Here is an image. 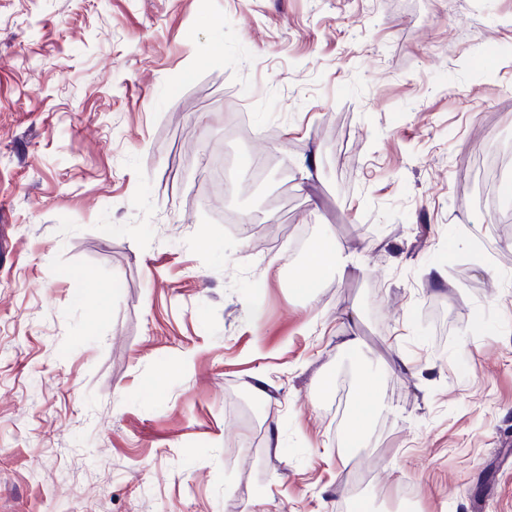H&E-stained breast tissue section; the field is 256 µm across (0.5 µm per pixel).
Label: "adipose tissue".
Returning <instances> with one entry per match:
<instances>
[{"label": "adipose tissue", "mask_w": 512, "mask_h": 512, "mask_svg": "<svg viewBox=\"0 0 512 512\" xmlns=\"http://www.w3.org/2000/svg\"><path fill=\"white\" fill-rule=\"evenodd\" d=\"M357 264L341 244L332 239H321L313 246L304 270L290 280L289 286L297 296L310 299L331 279H339Z\"/></svg>", "instance_id": "ef3b65f1"}]
</instances>
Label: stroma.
I'll list each match as a JSON object with an SVG mask.
<instances>
[{"mask_svg": "<svg viewBox=\"0 0 512 512\" xmlns=\"http://www.w3.org/2000/svg\"><path fill=\"white\" fill-rule=\"evenodd\" d=\"M508 142L512 0H0V512H512ZM348 270H358L347 248L333 239H320L313 246L305 269L289 281V288L297 296L310 300L326 281L339 280ZM363 400L365 403L352 415L349 423V438L352 442L364 437L371 426L375 416L381 413L383 406L374 397L372 386L367 383L364 388Z\"/></svg>", "mask_w": 512, "mask_h": 512, "instance_id": "1", "label": "stroma"}]
</instances>
